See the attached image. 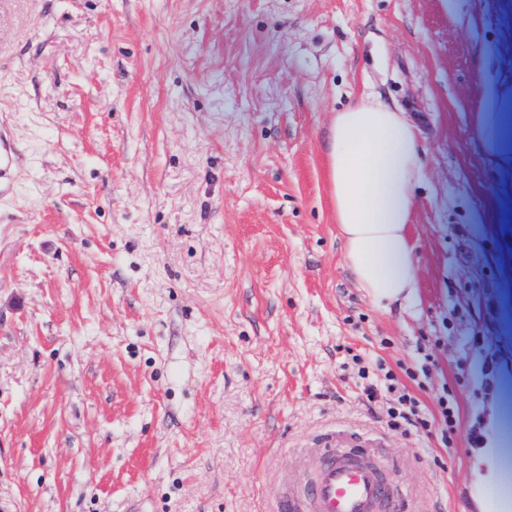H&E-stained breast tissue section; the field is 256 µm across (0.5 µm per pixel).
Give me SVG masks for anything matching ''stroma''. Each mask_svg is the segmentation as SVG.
<instances>
[{"label":"stroma","mask_w":512,"mask_h":512,"mask_svg":"<svg viewBox=\"0 0 512 512\" xmlns=\"http://www.w3.org/2000/svg\"><path fill=\"white\" fill-rule=\"evenodd\" d=\"M512 0H0V512H274L327 440L407 512L466 493L512 406V194L472 133ZM424 155L410 302L357 287L328 194L335 112ZM432 417L388 423L355 358ZM459 428L445 444L438 410ZM23 155L15 142L11 131L3 124L0 126V194L10 189V175L20 166Z\"/></svg>","instance_id":"35a3bbf8"}]
</instances>
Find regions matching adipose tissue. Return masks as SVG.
<instances>
[{
  "label": "adipose tissue",
  "mask_w": 512,
  "mask_h": 512,
  "mask_svg": "<svg viewBox=\"0 0 512 512\" xmlns=\"http://www.w3.org/2000/svg\"><path fill=\"white\" fill-rule=\"evenodd\" d=\"M479 91L473 136L489 163L512 174V70L485 59ZM327 171L344 258L359 288L384 308L411 298L418 269L410 226L423 177L415 126L372 101L336 113Z\"/></svg>",
  "instance_id": "1"
}]
</instances>
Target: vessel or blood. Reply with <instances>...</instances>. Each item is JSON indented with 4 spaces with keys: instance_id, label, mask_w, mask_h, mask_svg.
Listing matches in <instances>:
<instances>
[{
    "instance_id": "obj_1",
    "label": "vessel or blood",
    "mask_w": 512,
    "mask_h": 512,
    "mask_svg": "<svg viewBox=\"0 0 512 512\" xmlns=\"http://www.w3.org/2000/svg\"><path fill=\"white\" fill-rule=\"evenodd\" d=\"M23 155L11 131L0 126V194L10 188V175ZM498 475L482 490L486 512H512V448L497 459ZM395 496L372 455L347 441L326 449L312 475L299 487L285 488L278 512H384Z\"/></svg>"
}]
</instances>
